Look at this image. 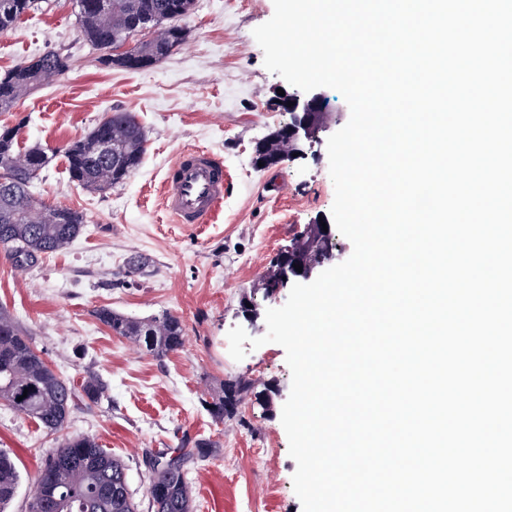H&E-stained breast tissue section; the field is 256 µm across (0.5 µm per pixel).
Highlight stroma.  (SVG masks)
<instances>
[{
  "label": "stroma",
  "mask_w": 512,
  "mask_h": 512,
  "mask_svg": "<svg viewBox=\"0 0 512 512\" xmlns=\"http://www.w3.org/2000/svg\"><path fill=\"white\" fill-rule=\"evenodd\" d=\"M273 12V0H194L180 21L184 43L143 71L104 63L81 35L74 0H37L0 31V71L49 49L71 58L66 75L0 112V128H16L19 152L38 146L51 158L33 182L35 198L86 219L64 251L23 271L0 247V308L61 377L78 386L92 375L108 387L99 402L79 400L57 433L0 406V449L20 473L7 512H28L42 457L78 435L124 460L143 510L150 457L208 439L218 452L188 465L195 512H302L281 423L291 390L286 351L267 343L236 361L227 339L236 326L253 338L266 333V275L306 225L333 221L326 145L255 164L257 143L288 121L278 94L292 90L265 68L253 37ZM115 112L132 113L143 126V160L123 184L86 190L70 178L63 149ZM197 149L223 160L224 201L208 223L180 224L164 206V179L181 153ZM133 260L144 262L143 274H129ZM250 300L260 312L252 322L242 313ZM103 306L138 319L179 316L183 348L161 359L138 350L97 319ZM236 379L252 388L235 414L215 422L201 396Z\"/></svg>",
  "instance_id": "1"
}]
</instances>
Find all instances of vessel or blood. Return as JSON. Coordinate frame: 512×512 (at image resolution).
I'll list each match as a JSON object with an SVG mask.
<instances>
[{"mask_svg":"<svg viewBox=\"0 0 512 512\" xmlns=\"http://www.w3.org/2000/svg\"><path fill=\"white\" fill-rule=\"evenodd\" d=\"M224 200V164L212 153L182 154L164 184L167 211L180 224H203Z\"/></svg>","mask_w":512,"mask_h":512,"instance_id":"vessel-or-blood-1","label":"vessel or blood"}]
</instances>
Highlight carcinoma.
Instances as JSON below:
<instances>
[{
  "label": "carcinoma",
  "mask_w": 512,
  "mask_h": 512,
  "mask_svg": "<svg viewBox=\"0 0 512 512\" xmlns=\"http://www.w3.org/2000/svg\"><path fill=\"white\" fill-rule=\"evenodd\" d=\"M76 0L81 31L98 50L113 42H127L141 26L155 29V35L136 40L124 58L105 57L111 65L144 70L179 47L185 32L177 21L193 7L194 0H112L106 17ZM35 0H7L0 9V30L12 27L33 8ZM48 52L0 73V112L11 110L18 100L45 82L44 76L58 58ZM16 131L0 130V171L10 174L14 189L0 195V246L13 249L14 256L33 260L41 254L68 247L84 229V215L62 206L36 201L31 184L48 165L44 149L33 147L25 154L26 165H18ZM112 144L111 156L103 157L104 144ZM146 136L141 124L127 112H115L100 121L85 137L68 143L64 157L71 179L89 191H104L123 183L140 165ZM290 154L283 131L277 130L257 148V160L274 164ZM298 250L310 261L318 260L326 248L325 238L310 225L303 238L295 240ZM97 318L115 336L131 341L138 349L157 358L179 351L184 345L185 327L180 317L164 311L146 319H133L108 307L96 311ZM251 390L248 381L223 383L220 391L202 398L205 409L217 421L235 413L237 405ZM108 388L91 377L75 388L58 376L33 348L15 320L0 312V404L35 420L41 427L57 432L64 428L78 397L98 402ZM22 400H17V397ZM216 443L194 442V451L172 448L154 457L148 466V509L150 512H194L195 504L186 477V464L195 454L205 457ZM19 474L10 453L0 449V512L13 500ZM29 512H138L130 491L127 466L112 456L95 438L74 436L50 449L41 461Z\"/></svg>",
  "instance_id": "1"
}]
</instances>
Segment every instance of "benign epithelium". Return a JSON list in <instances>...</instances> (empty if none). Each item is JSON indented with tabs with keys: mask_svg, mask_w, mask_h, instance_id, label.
I'll return each mask as SVG.
<instances>
[{
	"mask_svg": "<svg viewBox=\"0 0 512 512\" xmlns=\"http://www.w3.org/2000/svg\"><path fill=\"white\" fill-rule=\"evenodd\" d=\"M322 100V93L315 90L297 91L285 98V101L293 103V106L285 107L289 121L283 130L288 135V142L297 155L302 156L307 151L313 150L315 146L322 143L323 135L336 129V118L324 112ZM293 253H295L293 245L282 253L279 259L277 283L265 293L266 299H277L281 290L290 283H303L313 279L322 272L326 263L336 258V254L330 251L320 261L303 265L302 271L298 272L293 267L296 263Z\"/></svg>",
	"mask_w": 512,
	"mask_h": 512,
	"instance_id": "benign-epithelium-1",
	"label": "benign epithelium"
}]
</instances>
